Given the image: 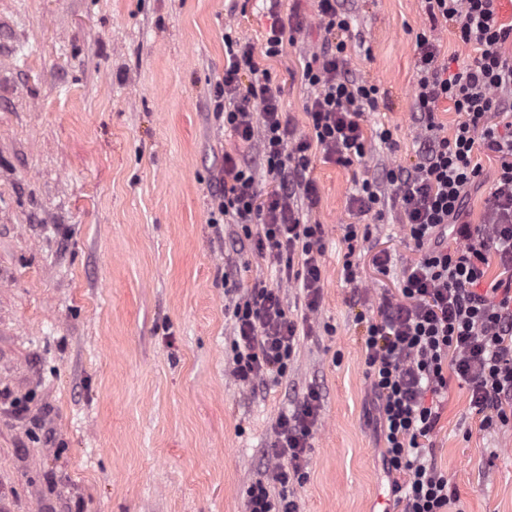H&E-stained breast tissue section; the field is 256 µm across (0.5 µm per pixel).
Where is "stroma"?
<instances>
[{
    "mask_svg": "<svg viewBox=\"0 0 512 512\" xmlns=\"http://www.w3.org/2000/svg\"><path fill=\"white\" fill-rule=\"evenodd\" d=\"M348 69L384 93L363 127L391 128L342 167L313 152L322 226L316 333L287 377L257 392L231 374L224 274L298 288L212 223L225 152L216 84L224 36L262 46L272 16L302 22L265 60L306 131L303 51L315 0H0V512H245L271 424L309 386L322 393L300 512H375L389 495L372 415L364 318L412 247L391 218H350L363 179L415 160L411 113L419 0H342ZM367 226L361 288L342 275L344 226ZM391 255L389 276L372 265ZM432 458L457 493L450 512H512V429L480 431L450 384Z\"/></svg>",
    "mask_w": 512,
    "mask_h": 512,
    "instance_id": "obj_1",
    "label": "stroma"
}]
</instances>
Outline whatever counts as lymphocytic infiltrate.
Wrapping results in <instances>:
<instances>
[{
	"label": "lymphocytic infiltrate",
	"instance_id": "1",
	"mask_svg": "<svg viewBox=\"0 0 512 512\" xmlns=\"http://www.w3.org/2000/svg\"><path fill=\"white\" fill-rule=\"evenodd\" d=\"M420 2L429 26L415 36L417 161L386 172L398 222L417 256L367 324L365 365L395 506L448 512L456 492L429 454L449 379L467 389L480 429L512 426V51L505 49L512 21L500 17L495 0ZM316 17L321 44L302 68L311 90L305 132L285 116L271 72L260 63L295 42L296 27L273 19L259 49L224 38V126L255 146L268 187L259 189L251 164L225 154L216 211L276 266L282 284L303 296L296 319L288 317L280 289L259 278L230 300L231 374L255 389L287 376L320 306L322 230L309 221L318 201L310 152L344 167L362 162L368 139L361 118L381 96L378 85L349 73L350 22L336 0H317ZM442 23L472 50L454 71L440 61L433 37ZM445 103L460 116L450 133L438 119ZM481 152L499 168L482 221L473 224L465 219V200L481 182ZM320 401L317 389H307L297 409L272 425L268 464L246 490L247 512H299L294 487L306 477Z\"/></svg>",
	"mask_w": 512,
	"mask_h": 512
}]
</instances>
